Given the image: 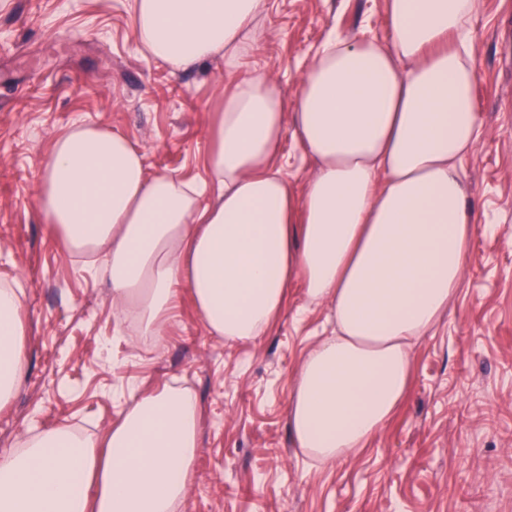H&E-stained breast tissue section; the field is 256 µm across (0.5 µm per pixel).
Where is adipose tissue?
I'll return each instance as SVG.
<instances>
[{
    "label": "adipose tissue",
    "instance_id": "ef3b65f1",
    "mask_svg": "<svg viewBox=\"0 0 512 512\" xmlns=\"http://www.w3.org/2000/svg\"><path fill=\"white\" fill-rule=\"evenodd\" d=\"M267 0H133L137 43L186 71L234 69ZM475 0H385L390 35L329 32L285 98L258 70L225 89L196 183L149 174L124 133L76 123L54 138L39 199L69 250L105 252L112 304L165 339L185 283L211 333L254 341L302 284L335 328L300 363L296 448L331 464L368 447L401 406L412 347L458 295L476 233L460 164L479 137ZM316 164L302 191L286 136ZM210 203H203L204 192ZM22 301L0 285V406L25 364ZM199 448L187 389L131 393L104 445L60 426L0 454V512H176Z\"/></svg>",
    "mask_w": 512,
    "mask_h": 512
}]
</instances>
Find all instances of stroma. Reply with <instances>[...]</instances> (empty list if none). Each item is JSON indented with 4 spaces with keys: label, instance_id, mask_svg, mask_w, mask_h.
I'll return each mask as SVG.
<instances>
[{
    "label": "stroma",
    "instance_id": "35a3bbf8",
    "mask_svg": "<svg viewBox=\"0 0 512 512\" xmlns=\"http://www.w3.org/2000/svg\"><path fill=\"white\" fill-rule=\"evenodd\" d=\"M133 0H0V283L23 291L27 360L0 407V453L66 424L104 436L128 385L192 390L201 435L182 512H512V0H478L472 19L480 136L462 162L477 231L459 297L413 354L408 395L363 452L304 457L288 429L302 355L328 329L302 286L265 336L230 343L179 287L155 347L118 320L98 270L68 252L38 206L54 137L86 119L146 153L149 173L204 176L211 114L258 68L286 94L329 30L387 39L383 0H269L256 45L175 73L134 37Z\"/></svg>",
    "mask_w": 512,
    "mask_h": 512
}]
</instances>
